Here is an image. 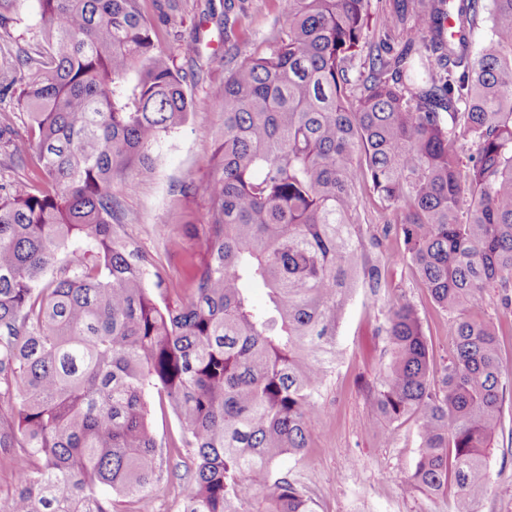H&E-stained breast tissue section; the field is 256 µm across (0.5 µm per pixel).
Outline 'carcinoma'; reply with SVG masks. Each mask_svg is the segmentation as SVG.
<instances>
[{
	"label": "carcinoma",
	"instance_id": "carcinoma-1",
	"mask_svg": "<svg viewBox=\"0 0 512 512\" xmlns=\"http://www.w3.org/2000/svg\"><path fill=\"white\" fill-rule=\"evenodd\" d=\"M18 2L0 0V27ZM37 2L45 53L16 78L29 123L0 122L44 177L0 184V467L17 484L5 512H124L152 493L164 448L190 460L181 512H241L248 482L311 447L350 293L388 287L383 241L360 230L365 194L455 315L437 370L414 307L388 308L375 422L386 439L417 426L404 489L451 488L452 512H474L512 387L482 318L489 288L512 307V0H403L375 16L371 0H279L266 47L224 75L217 175L183 186L209 197L187 288L114 223L117 181L152 176L192 107L159 45L167 13ZM372 20L403 47L374 46L362 74ZM154 394L177 420L168 443ZM246 512L314 510L281 473Z\"/></svg>",
	"mask_w": 512,
	"mask_h": 512
}]
</instances>
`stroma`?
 <instances>
[{
    "mask_svg": "<svg viewBox=\"0 0 512 512\" xmlns=\"http://www.w3.org/2000/svg\"><path fill=\"white\" fill-rule=\"evenodd\" d=\"M241 22L224 28V0H179L161 31L162 47L174 55L185 75L192 107L185 124L155 149L150 178L128 176L119 181L121 229L140 251L148 253L177 282H184L190 262L203 242L185 234L188 224L208 206L205 194L187 196L181 187L207 182L218 171L224 123V74L229 67L225 44H233L237 59L251 55L264 41L278 14V0H234ZM17 24L0 28V68L18 72L23 59L44 48L35 0H22ZM385 266L388 288L374 296L357 288L348 302L336 336L340 352L336 370L322 390L323 411L313 425V444L297 460L287 459L282 471L304 489L315 512H351L355 501L368 512H448L450 496L405 492L404 477L419 453L414 423L402 424L394 439H384L372 424L366 387L380 377L382 325L390 305L411 303L420 318L434 365L448 357L452 319L431 301L403 256L401 240L388 237ZM486 319L499 340V355L512 370V311L502 308L497 289H489ZM504 430L489 459L490 488L480 495L477 512H512V394L503 404ZM183 453H170L169 462L141 512H181L188 484Z\"/></svg>",
    "mask_w": 512,
    "mask_h": 512,
    "instance_id": "obj_1",
    "label": "stroma"
}]
</instances>
